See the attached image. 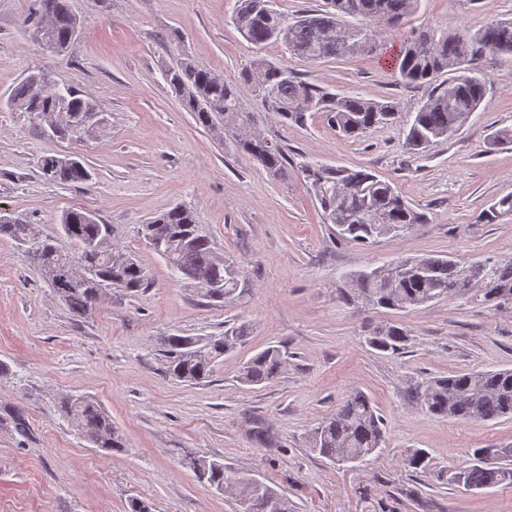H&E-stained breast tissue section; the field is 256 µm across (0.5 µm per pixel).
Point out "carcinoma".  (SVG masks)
<instances>
[{
  "label": "carcinoma",
  "mask_w": 512,
  "mask_h": 512,
  "mask_svg": "<svg viewBox=\"0 0 512 512\" xmlns=\"http://www.w3.org/2000/svg\"><path fill=\"white\" fill-rule=\"evenodd\" d=\"M418 2L326 0L325 8L288 20L273 9L272 0H237L232 22L250 43L258 47L282 43L291 55L311 62L381 56L385 40L380 24L395 27ZM39 5L47 6V11L39 12V44L62 56L78 33L80 20L68 0H39ZM506 55L512 56V21L493 20L474 33L438 24L404 41L395 62L398 82L408 88H430L412 119L406 121L405 147L419 153L464 127L487 94L486 81L474 61ZM163 78L198 125L220 137L226 126H231V136L240 149L272 176L288 177V161L281 146L269 147V138L243 109L238 82L216 76L189 57L166 69ZM242 80L260 101L269 102L268 111L285 122L302 123L307 113L319 112L348 139L396 120L400 112L395 100L333 93L260 56L243 70ZM7 105L15 112L28 113L43 129H55L58 139L81 141L98 130L89 114L99 107L76 86L62 87L51 80L37 93L28 75L12 88ZM38 168L47 181L57 185L82 184L91 177L79 159L59 164L52 155L42 156ZM301 174L326 223L350 242L367 244L381 237H401L426 220L388 182L369 170L305 164ZM59 226L70 243L68 250L60 248L54 238L39 235L24 218L0 212V237L14 243L74 316L82 318L94 307L91 282L83 276L86 271L93 272L103 287L129 295L150 286L147 269L113 243L112 225L101 223L95 213L82 208L66 210ZM141 235L171 274L194 288L204 303L222 306L244 293L243 265L217 251L209 229L196 223L189 207L176 205L159 214L141 225ZM404 263L419 264L424 271L412 274L382 265L350 274L344 285L346 300L410 311L461 296L496 310H512V260L488 257L460 263L423 257L407 258ZM249 335V326L241 323L226 326L216 335L163 336L159 352L164 372L180 381L204 382L213 376L218 360L245 344ZM365 343L380 353L400 355L408 348L409 331L394 321L381 322L368 330ZM287 358L285 347L269 346L243 362L238 380L249 386L268 383L281 373ZM415 398L422 411L434 416L460 421L512 418V370L432 377L416 388ZM57 409L87 443L104 454L126 448L111 416L92 398L69 394L59 400ZM3 424L22 438L31 435L27 413L20 407L1 410ZM309 437L312 450L333 463H367L382 453L383 422L370 399L354 391L317 423ZM470 455L469 464L441 470L436 477L468 490L512 485V448H473ZM180 463L209 488H230L239 501L250 502L252 512H296L293 502L276 487L244 473L230 474L222 459L189 453ZM403 464L416 473L429 474L434 469L433 458L424 449L407 452Z\"/></svg>",
  "instance_id": "1"
}]
</instances>
